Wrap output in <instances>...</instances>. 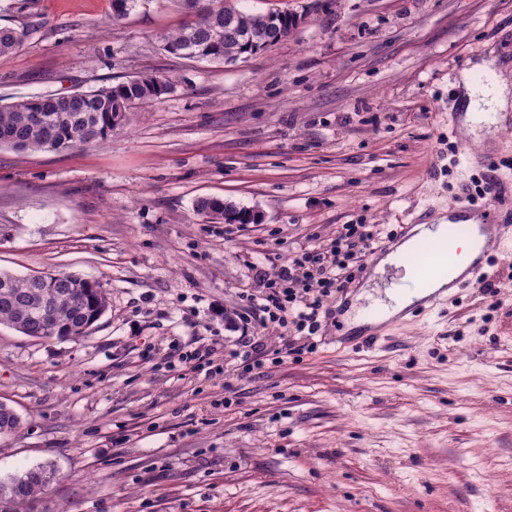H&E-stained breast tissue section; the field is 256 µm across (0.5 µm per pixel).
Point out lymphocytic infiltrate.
Here are the masks:
<instances>
[{"label": "lymphocytic infiltrate", "mask_w": 512, "mask_h": 512, "mask_svg": "<svg viewBox=\"0 0 512 512\" xmlns=\"http://www.w3.org/2000/svg\"><path fill=\"white\" fill-rule=\"evenodd\" d=\"M373 243L367 225L346 224L327 247L297 251L274 275L260 276L261 290L249 297L243 325L315 334L328 302L352 279Z\"/></svg>", "instance_id": "obj_1"}]
</instances>
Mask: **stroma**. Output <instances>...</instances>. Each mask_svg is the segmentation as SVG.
Returning <instances> with one entry per match:
<instances>
[{
    "label": "stroma",
    "mask_w": 512,
    "mask_h": 512,
    "mask_svg": "<svg viewBox=\"0 0 512 512\" xmlns=\"http://www.w3.org/2000/svg\"><path fill=\"white\" fill-rule=\"evenodd\" d=\"M230 2L305 20L224 67L164 51L188 19L175 0L115 24L111 0H0V25L27 32L0 56V101L171 82L102 146L0 148V269L76 274L108 300L78 340L0 325V402L20 419L0 479L54 465L47 512H512L511 231L497 297L461 289L359 346L344 317L372 251L314 352L229 381L177 364L213 339L229 358L224 314L256 272L343 225L395 246L468 199L512 221V111L468 129L461 87L486 63L512 85V0ZM202 196L262 221L203 222Z\"/></svg>",
    "instance_id": "stroma-1"
}]
</instances>
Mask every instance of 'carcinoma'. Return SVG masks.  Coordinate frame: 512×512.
I'll return each instance as SVG.
<instances>
[{
    "label": "carcinoma",
    "mask_w": 512,
    "mask_h": 512,
    "mask_svg": "<svg viewBox=\"0 0 512 512\" xmlns=\"http://www.w3.org/2000/svg\"><path fill=\"white\" fill-rule=\"evenodd\" d=\"M139 0H112L108 21L116 22L136 8ZM294 24L282 18L268 29L266 15L213 3L196 12L183 27L163 37V50L175 56L222 64L237 61L288 37ZM26 31L0 26V54L19 49ZM169 89L161 75L142 73L116 84L81 90L83 106L62 94H40L0 104V146L25 152H63L94 148L112 136L126 114L138 105L157 101ZM195 214L205 222L243 224L251 210L221 198L196 200ZM108 306L98 283L75 274L42 273L39 283L0 270V324L32 338L78 339ZM19 426L13 411L0 405V434ZM56 478L49 465H37L6 480L0 479V512H36L39 495Z\"/></svg>",
    "instance_id": "1"
}]
</instances>
